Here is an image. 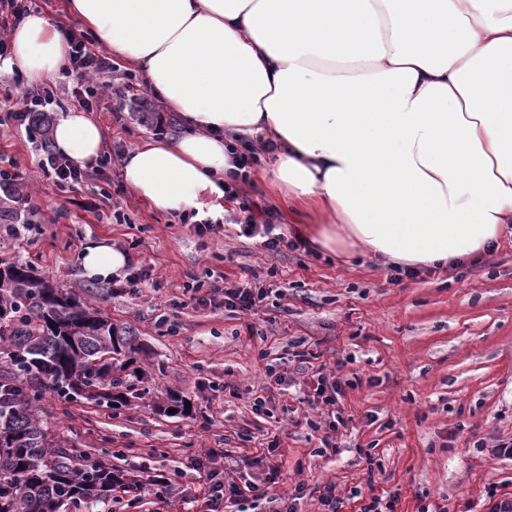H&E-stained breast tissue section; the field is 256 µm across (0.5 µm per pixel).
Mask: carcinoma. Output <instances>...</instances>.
<instances>
[{
    "label": "carcinoma",
    "instance_id": "cac0c4a2",
    "mask_svg": "<svg viewBox=\"0 0 512 512\" xmlns=\"http://www.w3.org/2000/svg\"><path fill=\"white\" fill-rule=\"evenodd\" d=\"M133 332L112 323L75 293L36 275L31 265L0 259V512L92 509L112 491L139 483L77 453L36 412L51 391L112 408L138 395L120 377L118 356Z\"/></svg>",
    "mask_w": 512,
    "mask_h": 512
}]
</instances>
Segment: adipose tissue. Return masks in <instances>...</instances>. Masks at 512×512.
<instances>
[{"label": "adipose tissue", "mask_w": 512, "mask_h": 512, "mask_svg": "<svg viewBox=\"0 0 512 512\" xmlns=\"http://www.w3.org/2000/svg\"><path fill=\"white\" fill-rule=\"evenodd\" d=\"M108 52L139 69L187 131L122 160L145 203L181 214L223 198L231 140L263 137L270 182L300 233L338 257L408 267L466 261L512 224V0H67ZM10 68L39 81L68 46L33 13ZM77 164L103 132L73 110L52 130ZM88 277L127 263L102 243Z\"/></svg>", "instance_id": "ef3b65f1"}]
</instances>
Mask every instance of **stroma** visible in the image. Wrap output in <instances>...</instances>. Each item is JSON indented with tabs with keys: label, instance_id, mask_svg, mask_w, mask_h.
I'll return each mask as SVG.
<instances>
[{
	"label": "stroma",
	"instance_id": "stroma-1",
	"mask_svg": "<svg viewBox=\"0 0 512 512\" xmlns=\"http://www.w3.org/2000/svg\"><path fill=\"white\" fill-rule=\"evenodd\" d=\"M41 89L0 70V97L10 99L0 111V170L25 180L19 199L0 191V207L39 220L20 238H0V259L28 262L130 327L140 351L126 367L146 375L140 397L122 407L83 400L64 412L50 395L43 414L73 448L141 481L164 476L172 488L118 489L98 512H207L208 485L195 468L201 452L226 453L231 465L265 447L272 431L284 451L276 495L299 481L311 489L332 482L350 494L365 488L370 459L375 491L397 496L396 512H486L488 487L512 495V457L487 451L512 438V224L489 260L399 283L369 256L347 263L304 251L269 254L231 216L202 236L133 194L117 161L105 179L60 190L37 165L39 131L9 116ZM107 103L91 113L104 130V153L183 130L165 109L144 124L131 98ZM105 192L113 206L93 211ZM95 242L150 269L142 295H116L107 281L85 276L80 257ZM220 278L259 282L270 295L247 313L193 300V287ZM302 351L314 367L343 362L344 379L359 381L346 393L353 420L339 455L317 456L323 416L295 382L279 391L289 408L280 428L253 408L268 371L299 377Z\"/></svg>",
	"mask_w": 512,
	"mask_h": 512
}]
</instances>
